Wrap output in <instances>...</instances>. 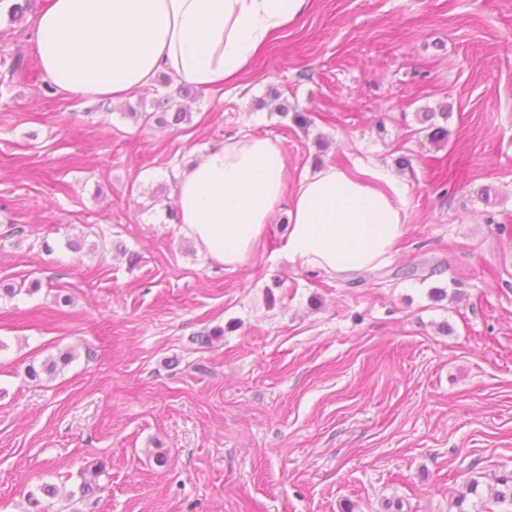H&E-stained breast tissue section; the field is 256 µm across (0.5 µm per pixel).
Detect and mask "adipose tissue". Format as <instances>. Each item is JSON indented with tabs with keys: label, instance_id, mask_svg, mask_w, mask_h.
I'll return each mask as SVG.
<instances>
[{
	"label": "adipose tissue",
	"instance_id": "obj_1",
	"mask_svg": "<svg viewBox=\"0 0 512 512\" xmlns=\"http://www.w3.org/2000/svg\"><path fill=\"white\" fill-rule=\"evenodd\" d=\"M309 0H46L34 18L38 65L63 96L117 103L158 74L209 90L243 70ZM277 141L225 140L177 175L178 221L206 256L236 266L254 251L280 207L286 249L337 277L392 256L403 235L405 191L385 169L326 165L286 190Z\"/></svg>",
	"mask_w": 512,
	"mask_h": 512
}]
</instances>
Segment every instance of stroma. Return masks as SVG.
Wrapping results in <instances>:
<instances>
[{
  "instance_id": "obj_1",
  "label": "stroma",
  "mask_w": 512,
  "mask_h": 512,
  "mask_svg": "<svg viewBox=\"0 0 512 512\" xmlns=\"http://www.w3.org/2000/svg\"><path fill=\"white\" fill-rule=\"evenodd\" d=\"M19 56L33 23L1 8L0 74ZM165 92L108 112L0 92V512H455L511 475L512 0H310L237 87L183 100L190 122L125 116ZM444 110L438 147L423 115ZM241 132L278 141L291 188L319 164L394 173L393 257L304 267L283 208L213 264L166 204Z\"/></svg>"
}]
</instances>
